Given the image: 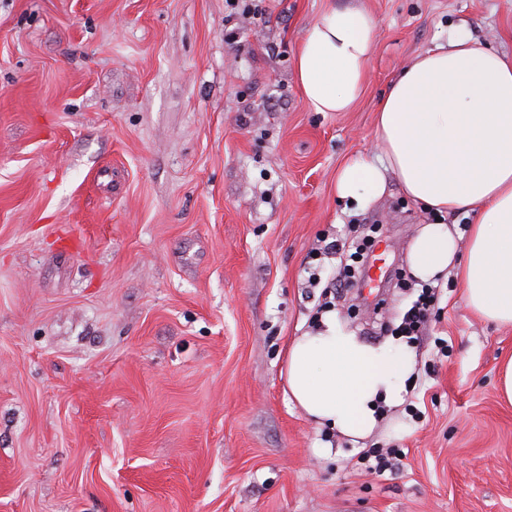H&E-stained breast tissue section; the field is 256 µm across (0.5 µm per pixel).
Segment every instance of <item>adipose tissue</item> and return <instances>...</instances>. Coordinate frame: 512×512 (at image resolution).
Wrapping results in <instances>:
<instances>
[{
  "label": "adipose tissue",
  "mask_w": 512,
  "mask_h": 512,
  "mask_svg": "<svg viewBox=\"0 0 512 512\" xmlns=\"http://www.w3.org/2000/svg\"><path fill=\"white\" fill-rule=\"evenodd\" d=\"M375 21L362 7H328L309 27L295 61L307 106L345 112L361 94ZM377 160L353 159L336 175V194L367 205L395 177L434 223L409 248L424 283L455 273L480 318L512 326V55L478 41L466 26L401 70L376 112ZM472 214L468 237L444 217ZM416 366L401 339L363 342L324 312L288 349L293 401L319 426L353 439L378 424L377 404L402 403Z\"/></svg>",
  "instance_id": "adipose-tissue-1"
}]
</instances>
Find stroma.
Returning <instances> with one entry per match:
<instances>
[{
  "label": "stroma",
  "mask_w": 512,
  "mask_h": 512,
  "mask_svg": "<svg viewBox=\"0 0 512 512\" xmlns=\"http://www.w3.org/2000/svg\"><path fill=\"white\" fill-rule=\"evenodd\" d=\"M350 0H0V512H512V327L438 280L402 404L354 440L290 399L288 346L323 311L395 336L432 217L377 157L397 74L464 25L512 55V0H357L363 95L313 112L295 59ZM376 288L335 297L357 236ZM343 254L319 252L320 241ZM396 448L377 475L362 457Z\"/></svg>",
  "instance_id": "obj_1"
}]
</instances>
